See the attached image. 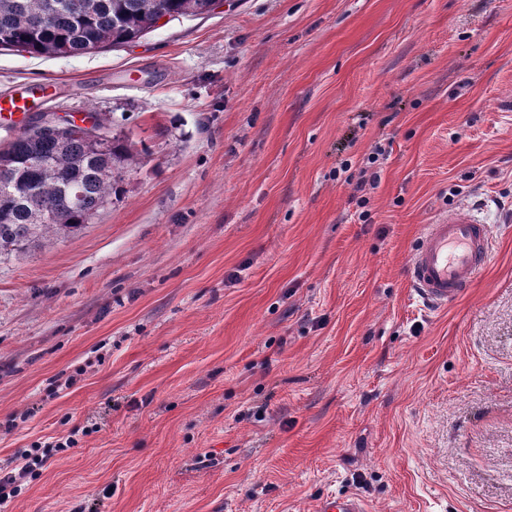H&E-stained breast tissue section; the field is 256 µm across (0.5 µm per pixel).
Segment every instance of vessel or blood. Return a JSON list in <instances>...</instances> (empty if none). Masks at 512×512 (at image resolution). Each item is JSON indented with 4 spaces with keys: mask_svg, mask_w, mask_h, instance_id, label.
Listing matches in <instances>:
<instances>
[{
    "mask_svg": "<svg viewBox=\"0 0 512 512\" xmlns=\"http://www.w3.org/2000/svg\"><path fill=\"white\" fill-rule=\"evenodd\" d=\"M490 256V229L474 210L462 209L425 225L406 267L417 297L434 309L464 297ZM316 512H368L353 494L320 498Z\"/></svg>",
    "mask_w": 512,
    "mask_h": 512,
    "instance_id": "1",
    "label": "vessel or blood"
}]
</instances>
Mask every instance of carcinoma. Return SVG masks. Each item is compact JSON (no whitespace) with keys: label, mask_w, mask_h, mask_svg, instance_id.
Segmentation results:
<instances>
[{"label":"carcinoma","mask_w":512,"mask_h":512,"mask_svg":"<svg viewBox=\"0 0 512 512\" xmlns=\"http://www.w3.org/2000/svg\"><path fill=\"white\" fill-rule=\"evenodd\" d=\"M211 0H0V48L78 56L140 39L163 17L202 14ZM131 143L32 125L0 148V257L64 238L110 201L136 163Z\"/></svg>","instance_id":"obj_1"}]
</instances>
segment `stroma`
Instances as JSON below:
<instances>
[{
    "label": "stroma",
    "mask_w": 512,
    "mask_h": 512,
    "mask_svg": "<svg viewBox=\"0 0 512 512\" xmlns=\"http://www.w3.org/2000/svg\"><path fill=\"white\" fill-rule=\"evenodd\" d=\"M20 92L140 159L0 258V467L78 439L6 512H512V0H218L122 47L1 49ZM470 204L491 260L430 310L407 261ZM316 512H368L365 501L353 494L327 496L320 498Z\"/></svg>",
    "instance_id": "obj_1"
}]
</instances>
